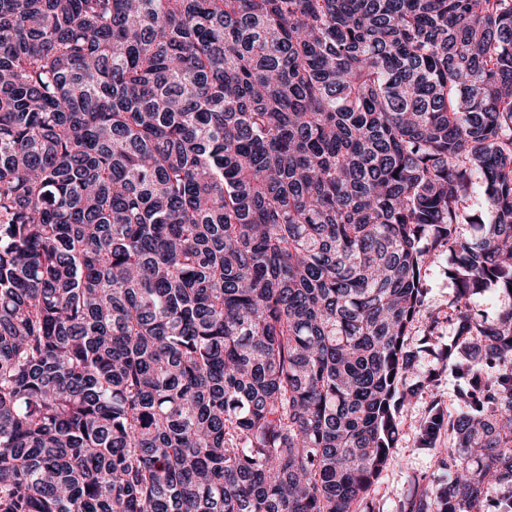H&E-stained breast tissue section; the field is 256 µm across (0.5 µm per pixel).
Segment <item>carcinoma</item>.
<instances>
[{
    "instance_id": "obj_1",
    "label": "carcinoma",
    "mask_w": 512,
    "mask_h": 512,
    "mask_svg": "<svg viewBox=\"0 0 512 512\" xmlns=\"http://www.w3.org/2000/svg\"><path fill=\"white\" fill-rule=\"evenodd\" d=\"M445 250L512 512V0H0V512H356Z\"/></svg>"
}]
</instances>
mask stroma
Returning a JSON list of instances; mask_svg holds the SVG:
<instances>
[{
  "instance_id": "1",
  "label": "stroma",
  "mask_w": 512,
  "mask_h": 512,
  "mask_svg": "<svg viewBox=\"0 0 512 512\" xmlns=\"http://www.w3.org/2000/svg\"><path fill=\"white\" fill-rule=\"evenodd\" d=\"M425 305L407 338L408 349L417 354L418 373L404 381L417 395L398 412L399 434L391 450V462L371 488L367 512H404L403 503L415 487L447 486L448 473L439 469L437 449L447 447V434L436 437L432 447L420 445L423 422L432 407L456 413L458 381L446 359L448 343L455 336L454 288L442 266L424 275Z\"/></svg>"
}]
</instances>
